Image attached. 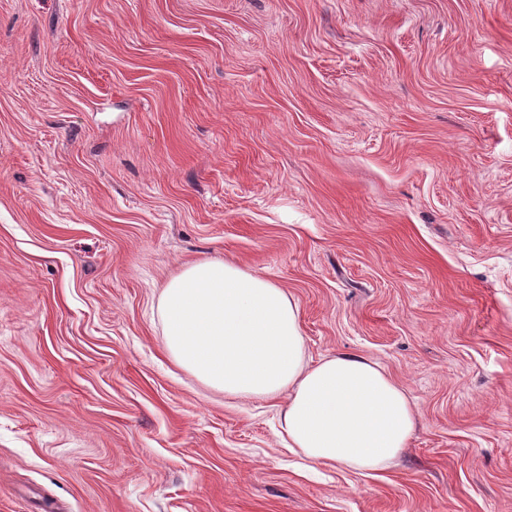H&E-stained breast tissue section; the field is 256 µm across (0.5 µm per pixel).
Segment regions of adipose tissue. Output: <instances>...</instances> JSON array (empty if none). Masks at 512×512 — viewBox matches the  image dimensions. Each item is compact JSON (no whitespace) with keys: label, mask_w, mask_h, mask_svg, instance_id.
I'll return each mask as SVG.
<instances>
[{"label":"adipose tissue","mask_w":512,"mask_h":512,"mask_svg":"<svg viewBox=\"0 0 512 512\" xmlns=\"http://www.w3.org/2000/svg\"><path fill=\"white\" fill-rule=\"evenodd\" d=\"M165 349L180 368L231 397L287 394L289 448L317 465L383 472L408 447L411 400L378 363L345 352L304 360L298 303L236 264L186 265L160 291Z\"/></svg>","instance_id":"obj_1"}]
</instances>
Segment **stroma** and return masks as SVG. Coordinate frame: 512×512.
Returning a JSON list of instances; mask_svg holds the SVG:
<instances>
[{"mask_svg": "<svg viewBox=\"0 0 512 512\" xmlns=\"http://www.w3.org/2000/svg\"><path fill=\"white\" fill-rule=\"evenodd\" d=\"M202 259L407 390L396 467L172 363ZM0 512H512V0H0Z\"/></svg>", "mask_w": 512, "mask_h": 512, "instance_id": "35a3bbf8", "label": "stroma"}]
</instances>
